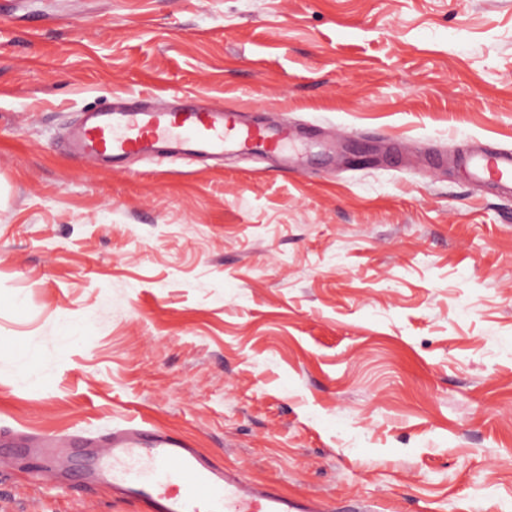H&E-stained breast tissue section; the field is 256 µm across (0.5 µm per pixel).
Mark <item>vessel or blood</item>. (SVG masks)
<instances>
[{
    "label": "vessel or blood",
    "instance_id": "1",
    "mask_svg": "<svg viewBox=\"0 0 512 512\" xmlns=\"http://www.w3.org/2000/svg\"><path fill=\"white\" fill-rule=\"evenodd\" d=\"M292 145L287 125L245 123L233 108L194 91L85 113L71 135L74 155L104 167L132 156L220 155L229 146L263 155L288 152ZM456 160L472 181L512 195L511 148L471 147ZM87 442L83 435L0 433V446L25 449L55 465L63 456L80 455ZM99 446L100 454L79 466L81 477L112 487L147 512H329L320 498L253 482L237 468L215 464L185 438L154 427L115 430Z\"/></svg>",
    "mask_w": 512,
    "mask_h": 512
}]
</instances>
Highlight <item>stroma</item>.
I'll return each instance as SVG.
<instances>
[{"label":"stroma","mask_w":512,"mask_h":512,"mask_svg":"<svg viewBox=\"0 0 512 512\" xmlns=\"http://www.w3.org/2000/svg\"><path fill=\"white\" fill-rule=\"evenodd\" d=\"M0 15V431L139 422L376 512H512V0H16ZM193 90L301 163L69 156L79 114ZM0 512H142L30 478ZM459 164H464L472 181L486 185L501 195H512V149L485 145L459 151Z\"/></svg>","instance_id":"35a3bbf8"}]
</instances>
